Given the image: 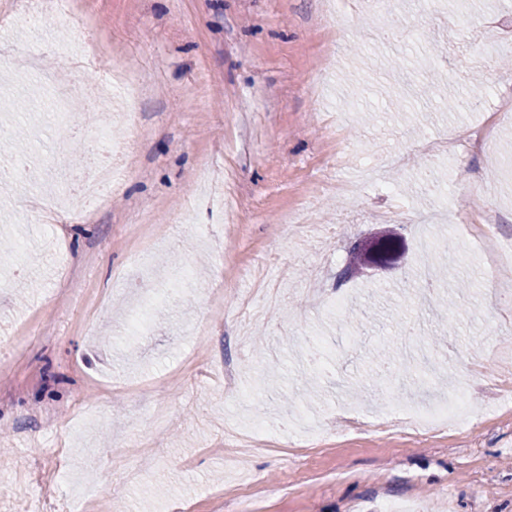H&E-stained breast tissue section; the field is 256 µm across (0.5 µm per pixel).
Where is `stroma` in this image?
<instances>
[{"instance_id": "obj_1", "label": "stroma", "mask_w": 512, "mask_h": 512, "mask_svg": "<svg viewBox=\"0 0 512 512\" xmlns=\"http://www.w3.org/2000/svg\"><path fill=\"white\" fill-rule=\"evenodd\" d=\"M77 0L96 28L99 73L120 63L148 90L90 110L138 113L148 137L122 192L93 220L38 218L41 179L0 192V463L38 468L60 512H512V267L480 278L472 227L490 192L512 251V24L502 0L433 12L392 0ZM0 0V81L23 73L37 34L44 66H69L76 31ZM479 128L481 153L461 143ZM453 151L422 156L436 138ZM238 180L225 205L226 171ZM390 227L401 261L351 275L356 241ZM190 264L194 299L169 296ZM437 272L433 294L413 284ZM473 281L453 295L457 276ZM168 295L156 333L130 326L142 286ZM340 292L348 307L329 315ZM326 340L321 368L299 366ZM236 366L240 390L224 387ZM459 385L468 432L359 434L393 393L429 404ZM165 397L171 425L148 409ZM66 418L62 432L42 414ZM289 439L309 457L248 454L228 466L224 422Z\"/></svg>"}]
</instances>
